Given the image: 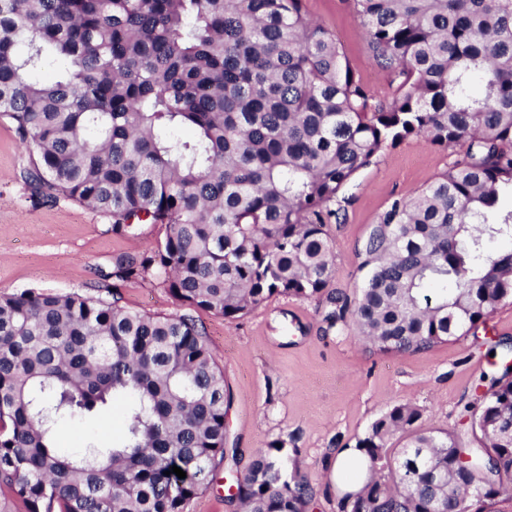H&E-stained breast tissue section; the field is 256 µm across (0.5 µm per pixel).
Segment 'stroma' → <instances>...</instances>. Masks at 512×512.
I'll return each instance as SVG.
<instances>
[{
    "label": "stroma",
    "mask_w": 512,
    "mask_h": 512,
    "mask_svg": "<svg viewBox=\"0 0 512 512\" xmlns=\"http://www.w3.org/2000/svg\"><path fill=\"white\" fill-rule=\"evenodd\" d=\"M302 10L336 40L357 77L393 100L399 81L374 63L351 0H302ZM461 155V147L444 149L410 137L355 174L345 222L327 228L335 254L328 291L356 295L364 278L359 250L379 214ZM34 160L11 120L0 114V293H89L117 257L140 255L163 241L164 225L144 224L134 234L119 235L111 217L59 193H36L28 178ZM112 291L131 310L181 311L151 277L113 281ZM328 309L322 297L279 296L235 320L197 312L224 372L230 397L226 445L236 449L237 463L218 466L184 512H241L227 492L232 476L246 471L255 452L277 444L287 450L289 468L313 489L306 512H339L343 490L330 466L336 449L356 447L375 421L400 404L420 410L421 427L466 436L465 404L498 374L492 354L512 351V301L475 334L405 354L370 348L354 329L330 327Z\"/></svg>",
    "instance_id": "stroma-1"
}]
</instances>
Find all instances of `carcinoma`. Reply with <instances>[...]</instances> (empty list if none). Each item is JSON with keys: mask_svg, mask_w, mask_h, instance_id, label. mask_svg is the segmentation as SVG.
<instances>
[{"mask_svg": "<svg viewBox=\"0 0 512 512\" xmlns=\"http://www.w3.org/2000/svg\"><path fill=\"white\" fill-rule=\"evenodd\" d=\"M353 6L374 61L401 78L390 103L301 0H0V112L36 156L32 183L110 215L116 233L165 225L163 243L116 258L108 277L152 276L182 307L0 295V512H183L236 460L224 374L194 312L234 320L274 296L320 297L326 227L388 145L465 151L379 215L363 286L327 294V320L417 353L512 299V208L499 205L512 191V0ZM50 57L59 69L43 77ZM494 240L509 248L489 251ZM511 370L465 407L470 445L391 408L358 442L368 476L339 512H487L512 480ZM107 414L111 442L59 448L61 422ZM286 468L281 447L254 455L236 484L245 512H305L313 489Z\"/></svg>", "mask_w": 512, "mask_h": 512, "instance_id": "carcinoma-1", "label": "carcinoma"}]
</instances>
